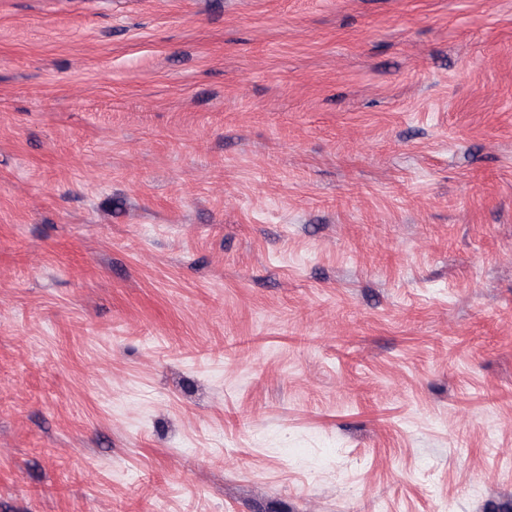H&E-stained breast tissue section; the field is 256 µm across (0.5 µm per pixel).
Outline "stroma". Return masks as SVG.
Instances as JSON below:
<instances>
[{
  "label": "stroma",
  "mask_w": 512,
  "mask_h": 512,
  "mask_svg": "<svg viewBox=\"0 0 512 512\" xmlns=\"http://www.w3.org/2000/svg\"><path fill=\"white\" fill-rule=\"evenodd\" d=\"M512 512V0H0V512Z\"/></svg>",
  "instance_id": "1"
}]
</instances>
